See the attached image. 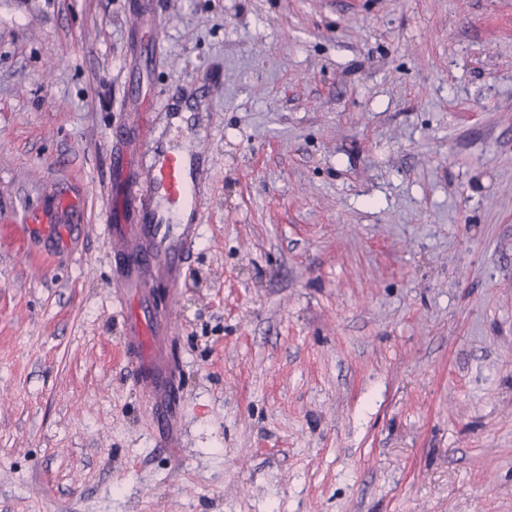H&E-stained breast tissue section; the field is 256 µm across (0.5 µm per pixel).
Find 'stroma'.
<instances>
[{
	"mask_svg": "<svg viewBox=\"0 0 512 512\" xmlns=\"http://www.w3.org/2000/svg\"><path fill=\"white\" fill-rule=\"evenodd\" d=\"M0 0V512H512V0ZM199 236L122 358L109 148L172 81ZM84 195L66 252L9 215Z\"/></svg>",
	"mask_w": 512,
	"mask_h": 512,
	"instance_id": "stroma-1",
	"label": "stroma"
}]
</instances>
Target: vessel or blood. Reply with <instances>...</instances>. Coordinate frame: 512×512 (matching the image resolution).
I'll use <instances>...</instances> for the list:
<instances>
[{
    "label": "vessel or blood",
    "mask_w": 512,
    "mask_h": 512,
    "mask_svg": "<svg viewBox=\"0 0 512 512\" xmlns=\"http://www.w3.org/2000/svg\"><path fill=\"white\" fill-rule=\"evenodd\" d=\"M112 172L118 189L107 221L118 299L125 312L123 357L156 409L160 445L168 448L176 435L171 412L176 382L151 296L158 284L173 288L181 279L183 256L198 234L197 225L184 222L183 215L199 213L209 172L198 159L186 158L182 149L144 136L133 140L123 130L112 136ZM82 206V199L60 190L51 204L24 215L28 238L44 252L69 249L72 221Z\"/></svg>",
    "instance_id": "vessel-or-blood-1"
}]
</instances>
